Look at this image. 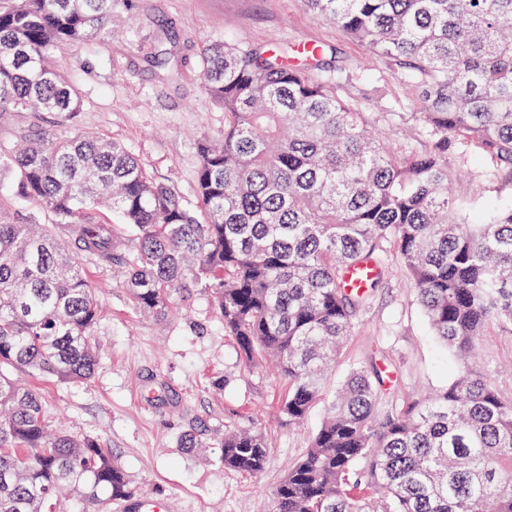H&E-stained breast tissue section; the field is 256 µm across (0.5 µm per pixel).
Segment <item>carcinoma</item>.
<instances>
[{
    "label": "carcinoma",
    "mask_w": 512,
    "mask_h": 512,
    "mask_svg": "<svg viewBox=\"0 0 512 512\" xmlns=\"http://www.w3.org/2000/svg\"><path fill=\"white\" fill-rule=\"evenodd\" d=\"M115 0H0V112L67 116L79 91L53 51L112 24ZM316 17L367 45L410 87L407 111L423 151L376 134L347 90L378 80L323 48L212 44L202 89L224 109V137L196 143V197L187 206L119 143L38 129L0 141L14 198L50 214L66 250L41 225L0 221V512H102L132 491L97 440L53 428L21 370L72 384L94 377L101 305L80 267L118 270L133 307L163 314L207 294L249 366L275 362L281 412L301 423L359 314L385 287L389 255L416 289L451 354L452 379L404 411L375 412L384 386L356 369L339 388L305 455L273 495V512H512V402L470 360L492 319L512 322V196L453 192L464 168L491 161L512 183V0H303ZM120 215L135 247L116 245ZM370 263L366 289L347 269ZM182 446L220 448L224 468L262 473L259 432H185Z\"/></svg>",
    "instance_id": "1"
}]
</instances>
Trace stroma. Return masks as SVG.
<instances>
[{"label":"stroma","instance_id":"35a3bbf8","mask_svg":"<svg viewBox=\"0 0 512 512\" xmlns=\"http://www.w3.org/2000/svg\"><path fill=\"white\" fill-rule=\"evenodd\" d=\"M119 11L124 20L111 33L55 53L56 67L81 95L80 111L64 120L48 112H0V139H20L40 127L62 136L105 134L188 204L196 200L197 137L224 134L223 110L200 88L205 45L316 43L328 62L370 56L335 24L306 13L299 0H124ZM163 35L175 43L177 71L146 61ZM408 93L386 73L350 95L377 121L384 106L405 102ZM12 184L11 173L1 170L0 220L49 225L58 242L70 246L50 213L13 199ZM81 264L103 307L95 377L86 385L40 377L31 383L58 427L111 449L134 491L167 496L169 512H272L277 485L303 455L352 369L381 372L382 414L405 409L450 380L417 293L397 271L358 316L308 416L291 424L276 413L285 382L272 369L245 367L206 295L195 292L166 314L143 315L111 265L93 258ZM473 360L503 397H512V323H490ZM200 423L213 432L229 425L261 432L270 448L266 469L245 476L225 469L218 449L200 456L182 448L183 432Z\"/></svg>","mask_w":512,"mask_h":512}]
</instances>
